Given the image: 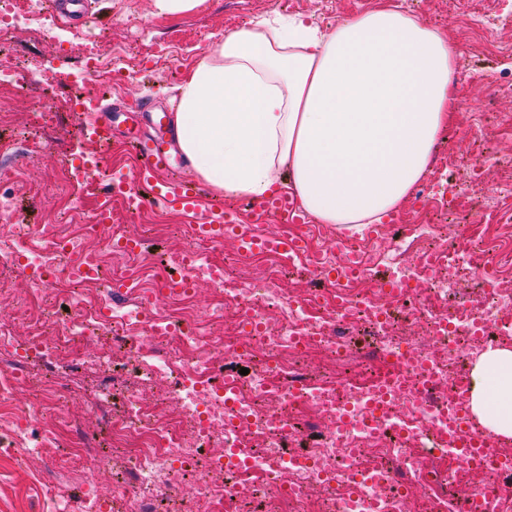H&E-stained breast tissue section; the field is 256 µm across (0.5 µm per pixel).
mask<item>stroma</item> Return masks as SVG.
<instances>
[{"instance_id":"1","label":"stroma","mask_w":512,"mask_h":512,"mask_svg":"<svg viewBox=\"0 0 512 512\" xmlns=\"http://www.w3.org/2000/svg\"><path fill=\"white\" fill-rule=\"evenodd\" d=\"M374 4L375 0H202L192 12L158 16L153 12L152 0H95V16L86 25L77 26L53 15L17 24L6 43L18 56L29 60L30 82H38L46 74L58 78V97H65L71 85L78 83L86 93L98 95L102 109L120 99L131 105L146 101L154 109L167 111L175 87L203 55L223 40L225 31L279 16L299 17L329 30L339 18ZM402 6L426 26L447 35L458 52L454 119L438 137L432 167L455 164L457 141L470 134L507 160L506 165L490 166L478 156L467 158L466 166L477 170L480 185L466 198L460 214L457 230L465 234L486 194L512 183V94L493 93L486 84L469 77L473 70L512 68V22L499 24L489 37L476 27V19L502 9L501 0H402ZM87 34L96 35L102 57L111 62L116 73L111 91H102L95 77L85 70L81 45ZM489 38L499 47V54L490 56L485 52ZM0 110L12 117L11 124L1 132L40 143L39 149L20 161V181L6 188L15 202L14 223H60V198L64 195L73 200L70 221L81 224L88 220L94 199L83 194L80 182L62 176L67 163L99 150L85 127L84 113L59 111L54 113L51 125L43 126L35 120L31 99L21 98L16 91L0 96ZM29 185L39 186L37 201L27 199L25 188ZM195 220L194 214L160 203L134 213L122 209L115 216L128 237L151 236L160 258L186 246L187 241L173 233L157 232V225L191 224ZM97 378L92 370L68 377L65 404L69 416L82 420L86 433L104 443L102 426L98 419L87 415L82 398L83 390Z\"/></svg>"}]
</instances>
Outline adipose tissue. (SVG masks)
Wrapping results in <instances>:
<instances>
[{
  "instance_id": "ef3b65f1",
  "label": "adipose tissue",
  "mask_w": 512,
  "mask_h": 512,
  "mask_svg": "<svg viewBox=\"0 0 512 512\" xmlns=\"http://www.w3.org/2000/svg\"><path fill=\"white\" fill-rule=\"evenodd\" d=\"M457 50L396 0L329 32L300 18L231 30L177 88L173 139L212 190L291 193L318 224H381L454 116ZM470 409L512 437V350L473 369Z\"/></svg>"
}]
</instances>
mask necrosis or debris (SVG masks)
Wrapping results in <instances>:
<instances>
[{
	"label": "necrosis or debris",
	"mask_w": 512,
	"mask_h": 512,
	"mask_svg": "<svg viewBox=\"0 0 512 512\" xmlns=\"http://www.w3.org/2000/svg\"><path fill=\"white\" fill-rule=\"evenodd\" d=\"M472 179L443 172L421 189L442 206L422 224H395L371 242H343L328 256V225L302 233L299 253L250 249L236 276L203 258L212 238L172 253L164 272L206 277L215 303L199 313L191 290L167 279L138 288L137 267L106 268L104 257L128 251L149 258V238L129 241L121 225L97 222L37 231L12 223L13 202L0 196V265L28 281L26 295L0 279V300L27 316L16 337L0 328V462L30 469L52 454L68 460L69 478L97 464L99 443L62 405L59 369L101 370L85 397L105 418L111 444L126 464L112 476V497L83 483L75 512H160L161 494L193 478L198 512H420L415 477L425 461L448 463V480L467 483L473 512H512V439L495 438L485 460L468 462L459 446L476 425L469 371L488 348L512 342V185L464 236H449ZM101 247L80 256L85 239ZM42 248H34L31 237ZM496 270L478 297L464 287L486 254ZM302 274L306 285L294 287ZM281 317L270 322L268 308ZM424 319L427 345L412 334ZM372 338L370 371L313 379L297 360L322 352L352 355V335ZM99 347L95 360L75 353L78 341ZM246 364L248 375L228 373ZM39 365L55 379L40 396L18 404ZM167 385L157 399L144 388Z\"/></svg>",
	"instance_id": "1"
}]
</instances>
